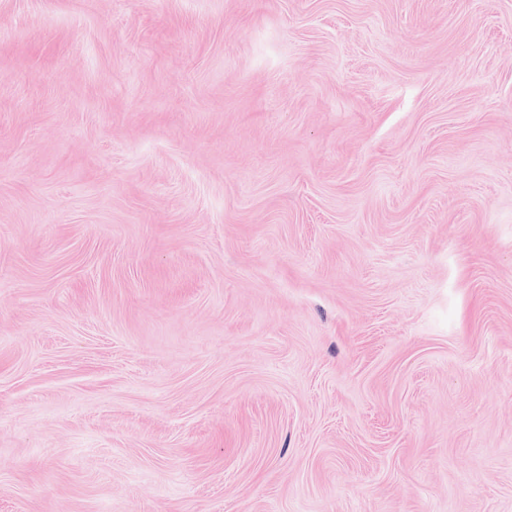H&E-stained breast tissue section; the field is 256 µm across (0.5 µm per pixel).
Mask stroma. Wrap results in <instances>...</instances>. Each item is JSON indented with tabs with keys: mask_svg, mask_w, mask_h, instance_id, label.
<instances>
[{
	"mask_svg": "<svg viewBox=\"0 0 512 512\" xmlns=\"http://www.w3.org/2000/svg\"><path fill=\"white\" fill-rule=\"evenodd\" d=\"M0 512H512V0H0Z\"/></svg>",
	"mask_w": 512,
	"mask_h": 512,
	"instance_id": "stroma-1",
	"label": "stroma"
}]
</instances>
